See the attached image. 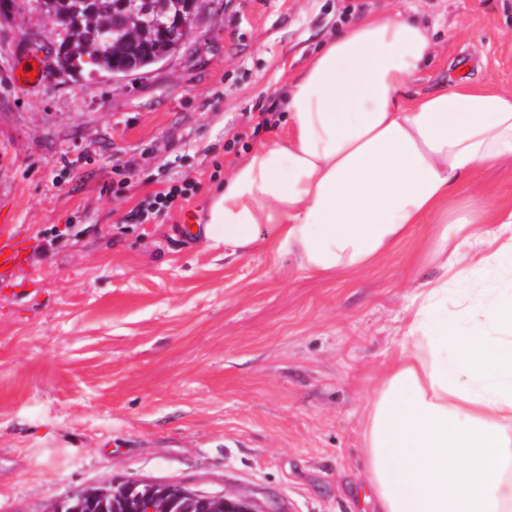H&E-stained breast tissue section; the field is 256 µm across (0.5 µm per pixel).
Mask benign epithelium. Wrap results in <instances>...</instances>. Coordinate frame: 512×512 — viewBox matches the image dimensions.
<instances>
[{
  "mask_svg": "<svg viewBox=\"0 0 512 512\" xmlns=\"http://www.w3.org/2000/svg\"><path fill=\"white\" fill-rule=\"evenodd\" d=\"M145 481L138 478L114 480L94 489L72 490L58 500L50 512L84 509L86 512H104L108 504L121 502L129 512H180L184 505L197 502L203 512H281L276 507L260 505L254 499L240 494H205L184 484H155L146 494L139 493Z\"/></svg>",
  "mask_w": 512,
  "mask_h": 512,
  "instance_id": "obj_1",
  "label": "benign epithelium"
}]
</instances>
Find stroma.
Wrapping results in <instances>:
<instances>
[{
	"mask_svg": "<svg viewBox=\"0 0 512 512\" xmlns=\"http://www.w3.org/2000/svg\"><path fill=\"white\" fill-rule=\"evenodd\" d=\"M386 9L434 26V58L407 89L481 65L512 89V0H205L181 50L121 81L61 77L34 0L0 13V151L16 165L28 270L0 278V512H48L116 478L182 483L281 512H372L362 430L407 308L441 271L436 224L359 270L305 272L293 255L233 257L177 224L206 215L234 165L284 139L288 75L352 17ZM455 36H448V28ZM41 73H12L27 56ZM264 112L279 113L256 130ZM185 180L170 211L124 225ZM512 206V160L461 181L452 201ZM71 226L51 242V227ZM512 264L449 283L462 331Z\"/></svg>",
	"mask_w": 512,
	"mask_h": 512,
	"instance_id": "1",
	"label": "stroma"
}]
</instances>
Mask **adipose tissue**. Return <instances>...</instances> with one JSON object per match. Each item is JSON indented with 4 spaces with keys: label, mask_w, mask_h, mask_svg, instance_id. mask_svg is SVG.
Masks as SVG:
<instances>
[{
    "label": "adipose tissue",
    "mask_w": 512,
    "mask_h": 512,
    "mask_svg": "<svg viewBox=\"0 0 512 512\" xmlns=\"http://www.w3.org/2000/svg\"><path fill=\"white\" fill-rule=\"evenodd\" d=\"M433 32L371 12L330 37L288 79V135L258 145L211 206L210 248L295 254L303 269H361L430 218L443 278L473 279L497 244L512 261V207L482 197L446 207L462 179L512 158V89L461 71L446 88L404 92L433 57ZM412 319L363 430L377 512H512V293L460 333L439 305ZM437 321L435 336L421 335Z\"/></svg>",
    "instance_id": "obj_1"
}]
</instances>
